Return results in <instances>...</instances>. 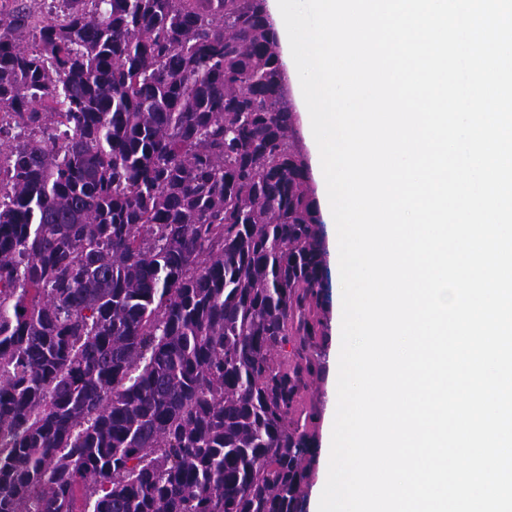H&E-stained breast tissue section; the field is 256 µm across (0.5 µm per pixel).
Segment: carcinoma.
<instances>
[{
    "mask_svg": "<svg viewBox=\"0 0 512 512\" xmlns=\"http://www.w3.org/2000/svg\"><path fill=\"white\" fill-rule=\"evenodd\" d=\"M286 92L266 0L0 3V512H302Z\"/></svg>",
    "mask_w": 512,
    "mask_h": 512,
    "instance_id": "carcinoma-1",
    "label": "carcinoma"
}]
</instances>
